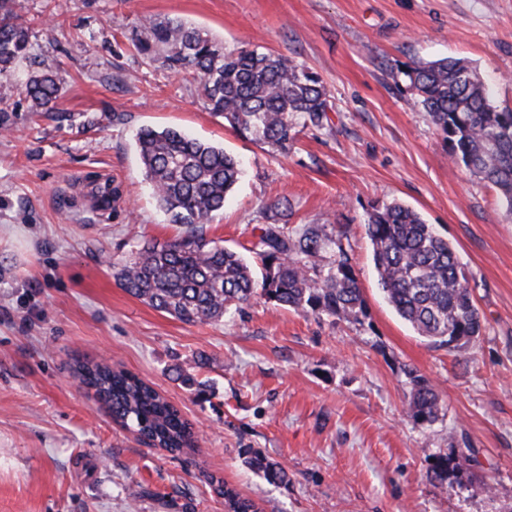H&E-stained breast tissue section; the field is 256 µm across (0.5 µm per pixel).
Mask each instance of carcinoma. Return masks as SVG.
Segmentation results:
<instances>
[{"instance_id":"obj_1","label":"carcinoma","mask_w":512,"mask_h":512,"mask_svg":"<svg viewBox=\"0 0 512 512\" xmlns=\"http://www.w3.org/2000/svg\"><path fill=\"white\" fill-rule=\"evenodd\" d=\"M0 0V74L30 58L29 28ZM144 53L161 52L171 70H192L209 109L241 136L288 153L300 129L329 124V91L314 73L282 55L256 49L228 51L224 42L179 18L150 21L139 39ZM422 109L443 134L450 157L496 187L512 218V112H500L490 88L462 59L441 58L399 69ZM22 93L38 112L56 109L61 80L52 71L28 73ZM135 144L145 180L168 223L185 228L164 244L147 243L119 263L113 276L131 295L183 322L218 321L240 312L254 297L284 308L361 322L366 303L342 240V227H291V205L280 198L265 207V224L249 252L206 237L204 225L224 209L242 176L238 158L176 128L143 126ZM366 232L378 285L387 303L418 335L449 347L476 339L481 317L457 253L419 212L393 200L367 213ZM73 375L103 401L124 427L171 453L195 448L179 410L148 383L105 363L80 362ZM408 413L417 424L440 415L430 382L406 370ZM247 464L271 483L288 473L259 455ZM448 456L435 458L429 477L448 484ZM225 512H257L235 490L220 486Z\"/></svg>"}]
</instances>
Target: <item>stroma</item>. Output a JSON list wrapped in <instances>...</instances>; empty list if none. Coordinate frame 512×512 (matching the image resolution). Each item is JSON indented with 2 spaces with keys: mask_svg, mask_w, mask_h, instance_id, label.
<instances>
[{
  "mask_svg": "<svg viewBox=\"0 0 512 512\" xmlns=\"http://www.w3.org/2000/svg\"><path fill=\"white\" fill-rule=\"evenodd\" d=\"M32 58L0 75V512H224L218 486L259 512H512V220L393 72L465 60L512 110V0H11ZM179 16L226 48L272 51L317 73L331 123L288 154L214 115L198 77L137 49L145 21ZM59 72L56 111H33L22 72ZM175 127L237 156L242 178L207 237L250 246L264 207L291 225L343 224L367 313L359 324L257 297L185 323L122 288L112 265L182 232L145 181L140 126ZM120 197L98 209L96 182ZM398 200L452 243L483 332L448 349L384 300L366 233ZM126 369L165 395L198 446L173 455L112 420L72 374ZM414 369L442 407L407 413ZM288 472L268 482L245 460ZM448 456L447 488L427 472Z\"/></svg>",
  "mask_w": 512,
  "mask_h": 512,
  "instance_id": "obj_1",
  "label": "stroma"
}]
</instances>
